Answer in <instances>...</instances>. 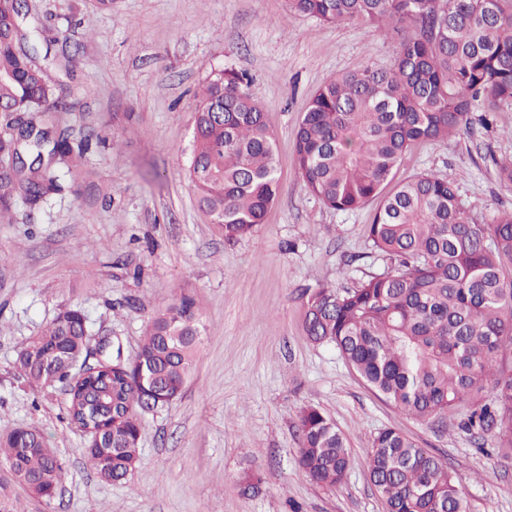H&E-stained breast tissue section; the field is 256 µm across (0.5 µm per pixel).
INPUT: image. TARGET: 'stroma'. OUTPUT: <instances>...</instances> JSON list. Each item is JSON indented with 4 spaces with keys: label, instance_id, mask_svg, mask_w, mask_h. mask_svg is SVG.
Returning a JSON list of instances; mask_svg holds the SVG:
<instances>
[{
    "label": "stroma",
    "instance_id": "obj_1",
    "mask_svg": "<svg viewBox=\"0 0 512 512\" xmlns=\"http://www.w3.org/2000/svg\"><path fill=\"white\" fill-rule=\"evenodd\" d=\"M24 28L60 27L47 64L71 106L50 112L73 137H97L71 188L0 223V433L40 431L65 468L45 503L10 478L0 496L21 512H386L369 479L370 441L395 427L447 460L469 512H512V456L487 435L427 425L398 412L330 345L302 329L305 291L352 286L390 267L373 253L375 204L323 205L295 164L296 128L313 92L368 65L390 66L400 37L364 23L327 24L288 0H28ZM232 69L264 107L279 158L280 194L247 237L225 240L186 179L196 94ZM490 126L411 148L397 179L433 172L452 182L477 223L512 209L497 160L512 158V108ZM195 304L202 339L182 395L144 416L140 462L126 482L101 479L66 418L61 388H34L16 367L27 341L59 313L87 317V361L100 337L133 359L150 318L180 298ZM315 405L345 435L351 463L337 487L296 464L297 419ZM259 493L243 494L245 471Z\"/></svg>",
    "mask_w": 512,
    "mask_h": 512
}]
</instances>
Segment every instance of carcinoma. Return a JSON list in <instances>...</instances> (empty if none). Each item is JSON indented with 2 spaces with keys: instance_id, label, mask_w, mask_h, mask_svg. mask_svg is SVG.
<instances>
[{
  "instance_id": "obj_1",
  "label": "carcinoma",
  "mask_w": 512,
  "mask_h": 512,
  "mask_svg": "<svg viewBox=\"0 0 512 512\" xmlns=\"http://www.w3.org/2000/svg\"><path fill=\"white\" fill-rule=\"evenodd\" d=\"M321 22H365L403 32L393 64L366 67L323 83L296 130L295 161L306 188L326 207L353 211L381 199L368 225L372 248L394 262L345 289L307 295L305 334L336 347L379 396L422 423L466 409L465 426L512 455V210L476 224L457 190L434 173H417L384 193L404 154L468 132L512 106V0H290ZM26 15L0 0V214L34 207L64 190L57 160L84 157L88 137L71 139L46 125L60 105L55 84L36 63L41 43ZM188 178L200 208L228 241L251 234L277 199L275 141L243 74H210L194 109ZM87 317L57 315L19 351L17 368L34 387L74 381L66 414L81 416L95 385L67 372L83 354ZM201 330L194 303L182 299L154 317L136 357H105L112 385V430L83 449L106 481L128 478L139 462L142 417L173 402L195 363ZM297 465L322 487L342 484L349 468L345 438L317 406L298 417ZM0 458L25 477L35 496L60 488L65 471L43 435L15 428L0 435ZM370 479L387 512H468L448 463L394 427L371 441Z\"/></svg>"
}]
</instances>
